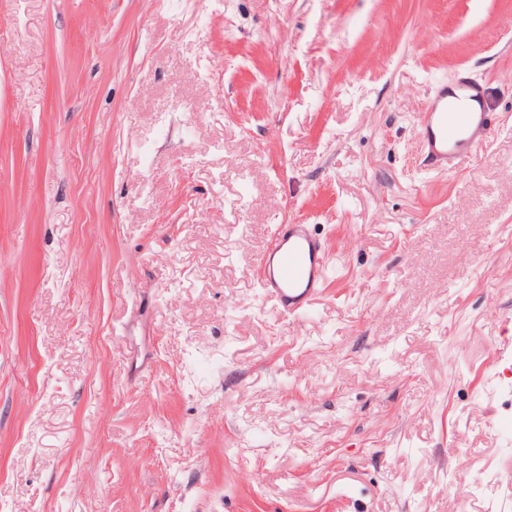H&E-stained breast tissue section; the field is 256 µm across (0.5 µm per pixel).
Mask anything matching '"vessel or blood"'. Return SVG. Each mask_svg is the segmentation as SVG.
<instances>
[{"label":"vessel or blood","mask_w":512,"mask_h":512,"mask_svg":"<svg viewBox=\"0 0 512 512\" xmlns=\"http://www.w3.org/2000/svg\"><path fill=\"white\" fill-rule=\"evenodd\" d=\"M488 126L487 92L482 85L461 79L436 87L419 130L430 167L446 172L461 167L486 138ZM260 263L265 295L289 316L305 310L327 282L325 244L307 224L279 225Z\"/></svg>","instance_id":"1"}]
</instances>
